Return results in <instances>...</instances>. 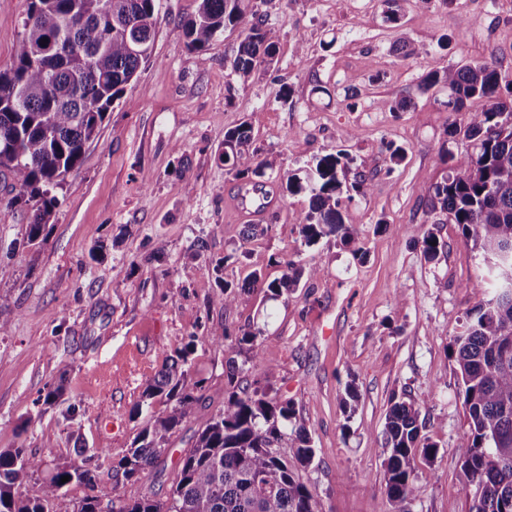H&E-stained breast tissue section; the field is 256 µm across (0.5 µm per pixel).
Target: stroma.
Wrapping results in <instances>:
<instances>
[{"label": "stroma", "mask_w": 512, "mask_h": 512, "mask_svg": "<svg viewBox=\"0 0 512 512\" xmlns=\"http://www.w3.org/2000/svg\"><path fill=\"white\" fill-rule=\"evenodd\" d=\"M28 4L0 0L1 70L13 63ZM197 7L160 0L151 59L56 189L57 221L39 248L26 240L29 208L0 190V294L11 300L0 309L9 325L0 336V450L54 447L23 495L35 496L83 448L97 495L115 498V464L149 415L166 409L158 400L134 415L144 383L191 341L186 368L203 383L202 401L141 482L166 501L197 431L224 409L229 351L209 333L258 327L262 355L245 364L242 384L293 404L292 424L315 448L300 478L319 512H391L382 431L394 397L415 404L421 434L436 446L417 461L411 512H468L458 450L468 420L448 347L479 301L482 261L458 225L432 210L431 194L452 158L474 151L446 129L464 127L484 102L451 112L447 88L417 86L461 62L512 73V0H269L261 10L279 55L245 83L230 68L236 33L187 48L182 22ZM390 9L397 22L387 21ZM404 99L407 109L390 111ZM244 120L252 149L278 169L340 151L351 160L348 179H372L367 196L343 204L354 245L331 235L306 246L294 218L309 197L283 196L273 178L247 197L251 208L270 203V229L246 238L229 205L237 181L220 157L225 130ZM396 147L405 151L397 166ZM429 230L446 244L435 262L422 254ZM101 242L103 257L91 260ZM218 259L243 288L229 307L211 301ZM289 262L303 274L287 296L246 289L252 271L272 281ZM350 382L358 399L349 411ZM58 385L63 396L45 404Z\"/></svg>", "instance_id": "obj_1"}]
</instances>
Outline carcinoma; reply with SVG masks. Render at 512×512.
Segmentation results:
<instances>
[{"label":"carcinoma","instance_id":"obj_1","mask_svg":"<svg viewBox=\"0 0 512 512\" xmlns=\"http://www.w3.org/2000/svg\"><path fill=\"white\" fill-rule=\"evenodd\" d=\"M253 0H199L196 12L184 21L186 45L207 47L225 30L238 31L232 72L243 83L270 66L278 53L277 33L266 25ZM159 0H30L23 20L12 67L0 70V174L11 180V202L30 206L28 244L44 240L47 225L56 223L58 200L53 194L66 175L79 166L85 145L96 139L107 112L138 78L150 56L130 48L138 41L153 47ZM78 16L84 23L70 25ZM62 41L66 55L52 53ZM443 85L446 105L460 111L469 99L486 102L464 127V136L476 142L478 152L460 157L448 178L434 188L432 208L448 214L465 241L481 258L499 262L484 270L473 288L486 294L465 317L450 345L463 389L468 430L458 445L467 478L469 512H512V79L496 65L461 63L427 73L418 89L425 93ZM252 128L243 121L224 132V163L237 179L253 181L274 170L275 162L248 148ZM349 163L341 152L316 157L300 173L276 175L282 192L309 195V209L295 218L305 244H317L337 234L343 243L354 241L343 223V199L366 196L367 180L345 185ZM425 259L434 261L445 250L431 231L421 240ZM223 263L213 266L218 291L212 302L230 306L237 285L220 276ZM249 284L278 299L300 281L297 269L267 282L253 271ZM262 330H244L231 342L227 358L224 411L198 432L183 456L169 501L157 502L140 492L139 482L165 450L174 430L190 419L202 382L178 370L194 350L189 341L177 360L145 381L139 415L160 397L165 412L156 416L136 437L115 466L122 475V492L103 502L95 491V475L85 465L65 466L34 497L20 489L54 454L47 443L39 456L23 449L0 451V512H318L314 491L300 480L315 449L304 429L288 431L295 416L290 402L267 396L256 387H240L237 357L253 362L261 357ZM419 412L411 402L391 399L384 426L385 488L391 512H410L415 491L418 456L435 453L436 445L421 436ZM288 448V455L280 449ZM64 476L90 491L72 509H63Z\"/></svg>","mask_w":512,"mask_h":512}]
</instances>
